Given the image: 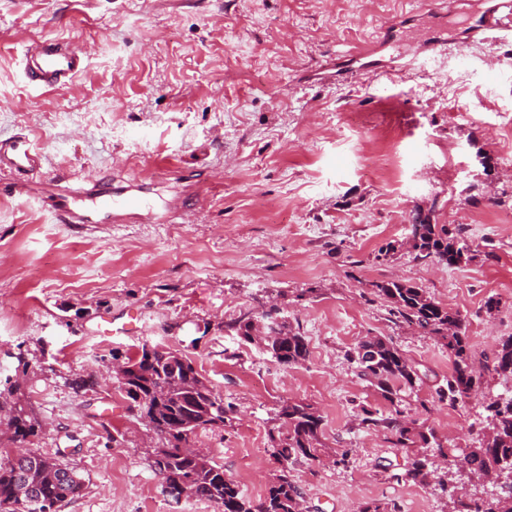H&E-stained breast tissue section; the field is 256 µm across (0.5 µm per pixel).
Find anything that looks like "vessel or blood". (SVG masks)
<instances>
[{
	"label": "vessel or blood",
	"mask_w": 512,
	"mask_h": 512,
	"mask_svg": "<svg viewBox=\"0 0 512 512\" xmlns=\"http://www.w3.org/2000/svg\"><path fill=\"white\" fill-rule=\"evenodd\" d=\"M401 29L397 22L385 27L377 43L357 52L356 63L337 58V71L349 81L363 75L377 77L387 73L392 64L382 58L381 52ZM494 30L512 31V0H490L487 7L472 13L467 20L466 39L480 40L486 32ZM88 55V48L75 47L58 39L32 42L23 55L25 77L36 87L64 86L83 71ZM0 171L41 176V156L28 135L20 133L0 140ZM38 201L60 224H125L142 206L138 198L115 193L108 176L43 191Z\"/></svg>",
	"instance_id": "obj_1"
}]
</instances>
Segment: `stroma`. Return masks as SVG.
I'll return each mask as SVG.
<instances>
[{
	"label": "stroma",
	"instance_id": "1",
	"mask_svg": "<svg viewBox=\"0 0 512 512\" xmlns=\"http://www.w3.org/2000/svg\"><path fill=\"white\" fill-rule=\"evenodd\" d=\"M432 0H0V139L29 135L46 177L108 175L157 219L59 224L30 186L0 193V373L23 352L29 397L47 423L27 449L77 465L83 497L61 512H216L173 500L146 457V428L112 381L77 393L142 344L190 353L234 405L198 446L254 500L278 468L270 419L303 399L323 419L339 466L300 462L305 512H451L437 485L409 480L414 457L384 419L431 429L461 455L482 438L490 399L512 396L493 370L512 336V34L434 60ZM410 29L385 51L391 77L342 81L336 55ZM92 45L59 90L26 84L22 50L38 38ZM501 58L498 76L487 63ZM439 202L474 257L448 267L409 246L415 210ZM394 253L382 256L387 245ZM410 280L458 311L483 374L448 405L453 363L397 318L375 281ZM499 306L487 312V298ZM274 301L305 336L306 362L282 367L224 325ZM391 338L419 375L399 403L362 380L347 353ZM377 422L362 421L363 410Z\"/></svg>",
	"mask_w": 512,
	"mask_h": 512
}]
</instances>
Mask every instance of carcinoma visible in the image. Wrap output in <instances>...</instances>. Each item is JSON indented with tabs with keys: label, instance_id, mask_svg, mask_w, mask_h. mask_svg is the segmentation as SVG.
I'll use <instances>...</instances> for the list:
<instances>
[{
	"label": "carcinoma",
	"instance_id": "carcinoma-1",
	"mask_svg": "<svg viewBox=\"0 0 512 512\" xmlns=\"http://www.w3.org/2000/svg\"><path fill=\"white\" fill-rule=\"evenodd\" d=\"M411 236L417 257L447 266H459L471 259L461 233L446 224L434 222L432 213L417 212L412 217ZM374 293L389 303L392 311L422 333L437 338L453 359V373L447 388L439 390L442 400L454 404L478 392L482 375L471 362L466 334L467 325L457 311L435 301L429 293L409 280L372 284ZM258 313L241 311L225 324L227 331L244 344L260 342L271 358L288 367L309 356L308 343L288 321L277 323L276 334L259 338L253 334L252 319ZM358 375L389 401L397 395L396 386L413 388L419 376L398 346L382 336L361 341L350 352ZM124 376L116 380L117 389L136 409L152 433L155 446L148 452L150 468L160 478L166 492H182L223 507V512H303V499L295 479L297 461L321 462L331 457L323 442V419L317 409L301 400L286 401L277 409L269 430V439L279 469L266 496L252 501L234 479L224 474V466L195 449L200 436L224 430L233 406L224 403V395L197 369L188 354L171 348L143 344L133 356L123 359ZM493 370L512 379V336L500 340ZM79 393L98 384L93 374L68 379ZM0 426L10 442H24L43 428V421L32 406L21 382L8 375L0 378ZM491 428L494 436L478 441L464 455L471 473L485 476L500 463L512 459V396L490 401ZM396 444L411 448L419 443L426 448L434 433L399 421L386 422ZM435 470L429 460L417 457L407 477L426 485ZM85 480L77 467L33 451L14 459L0 452V512H60L67 503L82 496Z\"/></svg>",
	"mask_w": 512,
	"mask_h": 512
}]
</instances>
